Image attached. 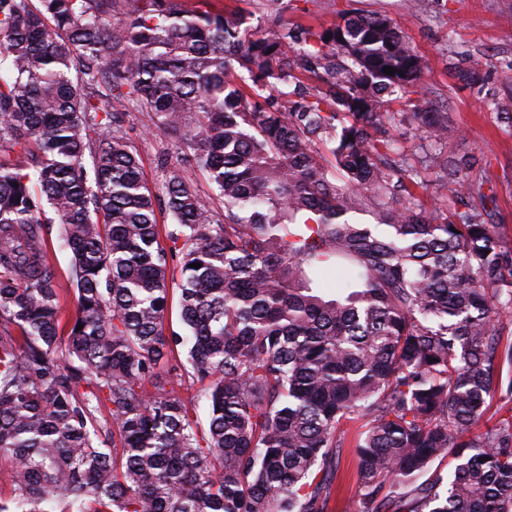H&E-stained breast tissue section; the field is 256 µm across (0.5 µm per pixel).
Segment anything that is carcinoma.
Segmentation results:
<instances>
[{
	"label": "carcinoma",
	"instance_id": "cac0c4a2",
	"mask_svg": "<svg viewBox=\"0 0 512 512\" xmlns=\"http://www.w3.org/2000/svg\"><path fill=\"white\" fill-rule=\"evenodd\" d=\"M262 5L264 34L206 0H0V512H328L347 421L357 512H512V417L470 434L512 400V242L464 163L427 156L453 201L428 207L388 154L405 113L382 108L425 62L384 14L315 30ZM127 103L178 143L157 159L166 246ZM174 257L186 336L164 328ZM42 233L49 242V262L60 284L66 288L61 301L63 316L72 319L75 315V297L71 283L70 254L60 239V224H43ZM180 394L188 407L194 408L198 420L202 427L206 428L208 417V401L204 395V390L199 383H189L186 381L180 389ZM489 408L484 418L472 430H484L487 426H492L498 419L503 417L512 416V401L504 400L500 397L499 393H495L488 399Z\"/></svg>",
	"mask_w": 512,
	"mask_h": 512
}]
</instances>
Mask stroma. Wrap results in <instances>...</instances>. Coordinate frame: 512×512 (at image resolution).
Returning <instances> with one entry per match:
<instances>
[{
  "mask_svg": "<svg viewBox=\"0 0 512 512\" xmlns=\"http://www.w3.org/2000/svg\"><path fill=\"white\" fill-rule=\"evenodd\" d=\"M367 12L389 15L426 64L421 81L408 94L411 118L396 133L403 155L415 166L426 151L438 147L424 139L413 113L447 114L458 135L438 148L468 163L469 178L481 183L490 198L488 223L512 241V124L493 106L495 99L512 92V0H292L287 18L326 28L342 16ZM471 58L481 59L487 72L476 85L457 74ZM120 118L138 151L146 183L153 193L162 194L164 176L157 158L175 152V144L147 134L151 120L146 113L129 107L121 110ZM42 233L50 245V265L65 290L62 314L74 317L70 254L60 239V227L46 224ZM345 429L346 445L335 463L331 512H356L358 461L353 447L359 430L354 423Z\"/></svg>",
  "mask_w": 512,
  "mask_h": 512,
  "instance_id": "obj_1",
  "label": "stroma"
}]
</instances>
